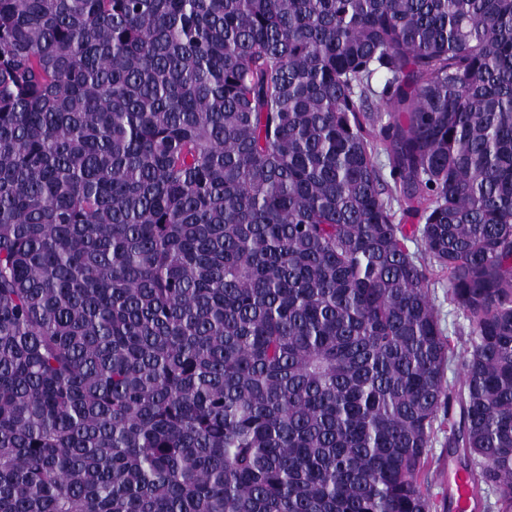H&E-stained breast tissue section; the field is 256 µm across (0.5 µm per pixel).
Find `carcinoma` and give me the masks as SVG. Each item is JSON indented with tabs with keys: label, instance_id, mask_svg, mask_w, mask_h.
Instances as JSON below:
<instances>
[{
	"label": "carcinoma",
	"instance_id": "cac0c4a2",
	"mask_svg": "<svg viewBox=\"0 0 512 512\" xmlns=\"http://www.w3.org/2000/svg\"><path fill=\"white\" fill-rule=\"evenodd\" d=\"M445 429L512 512V0H0V512H436ZM434 289V304L442 326L447 334L454 336V330L460 329L467 324L460 310L448 302V290L446 282L441 278L436 280L431 286Z\"/></svg>",
	"mask_w": 512,
	"mask_h": 512
}]
</instances>
